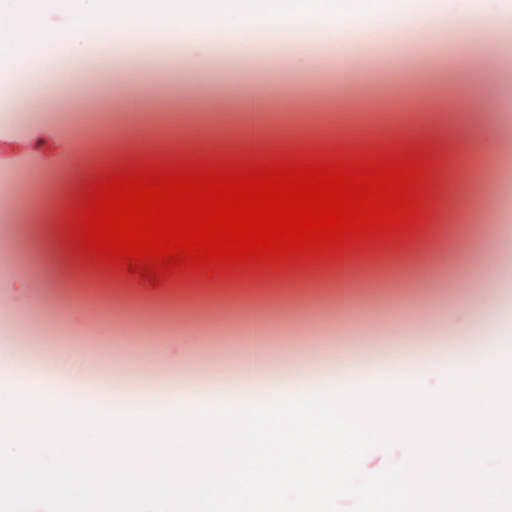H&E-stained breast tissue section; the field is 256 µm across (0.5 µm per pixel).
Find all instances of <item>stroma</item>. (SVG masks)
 Masks as SVG:
<instances>
[{"label": "stroma", "instance_id": "1", "mask_svg": "<svg viewBox=\"0 0 512 512\" xmlns=\"http://www.w3.org/2000/svg\"><path fill=\"white\" fill-rule=\"evenodd\" d=\"M473 0H340L339 12L301 16L292 48L277 41V20L256 14L257 38L268 41L271 90L266 159L316 160L320 142L357 140V159L420 153L429 172L424 203L411 228L350 245L354 257L346 328L336 324L332 254L250 269L176 272L153 284L123 266L98 278L97 259L73 244L71 223L91 182L145 167L148 155L175 152L180 164L250 163L240 146L248 75L220 39L201 80L184 73L179 54L160 58L152 46L124 37L117 67L79 72L81 92L59 89L52 105L26 102L0 126V166L42 173L26 186L16 179L0 192V212L11 220L62 192L63 222H38L22 242L0 241V260L35 266V273L0 275V302L15 307L42 299L46 311L16 324L11 353L28 367L57 358L59 390L74 385L104 393L130 389L129 409L158 389L207 397L224 389L242 400L240 362L249 340L248 314L267 310L273 395L324 376L326 360L349 353L361 373L378 374L388 355L452 368L479 355L477 336L488 328L487 303L512 312V274L496 268L512 241V8L485 14L487 30L474 38L466 25ZM430 13L448 30L429 35L415 57L384 42L386 15ZM352 26L351 69L338 81L328 31ZM482 54V75L465 65ZM474 105L458 111L457 95ZM117 131L122 150L112 167L86 158V139L74 129ZM493 129L490 153L457 150L466 129ZM80 170L56 186L53 175ZM472 239L470 262L457 263L453 243Z\"/></svg>", "mask_w": 512, "mask_h": 512}]
</instances>
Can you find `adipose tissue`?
<instances>
[{"mask_svg": "<svg viewBox=\"0 0 512 512\" xmlns=\"http://www.w3.org/2000/svg\"><path fill=\"white\" fill-rule=\"evenodd\" d=\"M125 3L124 17L128 22L135 24L143 17H151L155 42L179 43L181 55L192 61L195 71L206 68L210 42L207 32H200L196 39L185 42L181 41L180 35L196 28L201 19L220 23L224 15L220 0H125ZM48 11L66 12L70 17L69 27L58 29L41 25L38 18ZM0 14L10 19L8 25L0 27V51L10 56V74L0 81V120L5 122L23 98L37 93L52 98L61 85L71 82V75L61 70L56 61V50L60 45H67L73 53L79 54L87 36L95 34L109 43L115 35L112 0H0ZM250 20L248 6H241L235 23L224 31V43L228 51L243 48L248 54L252 105L245 113L243 139L248 149L259 157L263 151L254 136L262 131L261 107L270 90L265 71L268 48L251 39ZM248 321L253 338L243 358L241 376L248 387V402L268 403L272 396L268 388L269 364L263 340L266 322L262 309L253 308ZM482 343L483 352L479 358L466 359L455 365L456 379H475L477 372L490 371L492 363L512 358V314L498 313ZM11 391L49 403L58 402L55 361L45 360L28 374L17 376Z\"/></svg>", "mask_w": 512, "mask_h": 512, "instance_id": "ef3b65f1", "label": "adipose tissue"}]
</instances>
